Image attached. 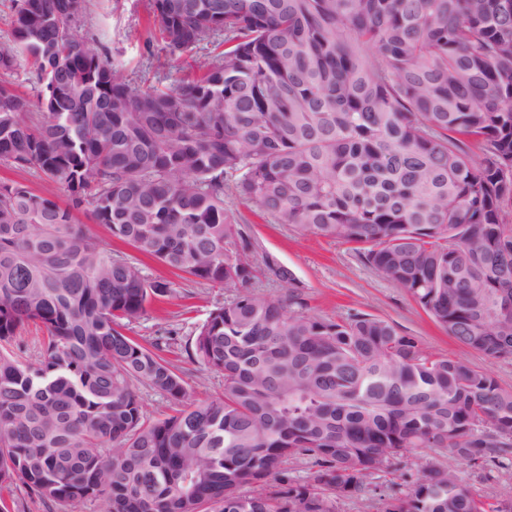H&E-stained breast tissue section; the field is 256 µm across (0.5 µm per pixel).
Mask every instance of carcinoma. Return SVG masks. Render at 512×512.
Instances as JSON below:
<instances>
[{
    "mask_svg": "<svg viewBox=\"0 0 512 512\" xmlns=\"http://www.w3.org/2000/svg\"><path fill=\"white\" fill-rule=\"evenodd\" d=\"M36 99L0 82V162L64 206L0 182V482L108 512H338L405 470L385 512H512L456 465L512 456V391L394 324L312 314L253 290L224 189L278 224L352 244L448 335L512 357V0H154L164 49L218 50L174 87L137 89L76 29L86 0H14ZM111 237L235 297L190 358L224 376L196 401L126 334L174 283ZM44 327L42 358L6 348ZM172 413L144 420L133 382ZM446 448L448 465L419 451ZM305 458L308 479L285 464ZM0 179L21 183L40 195H54L61 201L66 200L63 187L47 180L35 169L19 170L0 163Z\"/></svg>",
    "mask_w": 512,
    "mask_h": 512,
    "instance_id": "1",
    "label": "carcinoma"
}]
</instances>
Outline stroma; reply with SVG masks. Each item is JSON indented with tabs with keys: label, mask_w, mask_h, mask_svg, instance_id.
Here are the masks:
<instances>
[{
	"label": "stroma",
	"mask_w": 512,
	"mask_h": 512,
	"mask_svg": "<svg viewBox=\"0 0 512 512\" xmlns=\"http://www.w3.org/2000/svg\"><path fill=\"white\" fill-rule=\"evenodd\" d=\"M154 19L153 0H87L80 29L101 38L109 58L131 85H169L191 74L195 56H173L160 42L150 41L148 24ZM224 205L237 214L240 229L252 243L256 263L273 257L295 277L294 283L287 285L271 274L260 275L255 282L258 291L282 296L296 289L311 313L335 320L361 312L391 321L416 337L425 351L466 359L476 369L489 371L501 388L512 390V358L490 359L459 344L405 290L363 263L349 245L275 223L229 189L224 192ZM113 248L116 254L140 259L149 277L174 284L171 297L153 305L144 318L131 325L130 336L145 346H159L161 355L183 374L194 399L221 396L223 376L195 363L187 349L197 327L210 312L234 297V289L214 288L174 274L155 260L139 257L123 242H114ZM458 476L477 496L502 501L512 490V460L489 470L463 464ZM0 503L4 512H106L103 499L53 503L37 497L18 481L0 490Z\"/></svg>",
	"instance_id": "obj_1"
}]
</instances>
